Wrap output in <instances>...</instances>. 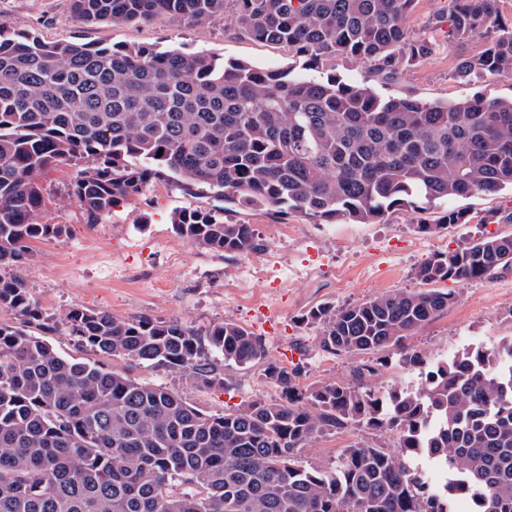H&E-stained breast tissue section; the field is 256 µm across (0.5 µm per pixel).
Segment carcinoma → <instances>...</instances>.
I'll list each match as a JSON object with an SVG mask.
<instances>
[{
  "mask_svg": "<svg viewBox=\"0 0 512 512\" xmlns=\"http://www.w3.org/2000/svg\"><path fill=\"white\" fill-rule=\"evenodd\" d=\"M415 0H74L83 22L134 23L168 14L197 26L231 12L234 33L277 44L315 76L266 70L150 46L50 42L0 24V269L19 268L29 242L62 224L42 221L38 177L75 165L68 197L91 224L157 182L201 185L224 206L173 213L181 238L248 255L263 243L226 205L301 212L315 221L372 224L394 206L512 188V98L427 102L379 94L335 73L338 59L389 79L430 46L405 21ZM500 0H450L448 37L490 39L458 63L512 78V26ZM468 223L450 209L441 224ZM512 270V236H486L420 265L426 288L383 293L304 317L320 347L376 354L351 382L303 389L301 369L267 359L265 342L225 320L121 318L73 307L62 325L102 356L224 387L225 366H264L280 389L207 414L163 384L59 354L57 330L18 275H0V512H512V338L465 347L421 386L374 391L388 364L426 366L407 340L455 301L435 284ZM366 427L396 438L356 443L328 468L303 465L325 433ZM436 464L441 482L413 465Z\"/></svg>",
  "mask_w": 512,
  "mask_h": 512,
  "instance_id": "1",
  "label": "carcinoma"
}]
</instances>
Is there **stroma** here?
I'll list each match as a JSON object with an SVG mask.
<instances>
[{
	"label": "stroma",
	"instance_id": "35a3bbf8",
	"mask_svg": "<svg viewBox=\"0 0 512 512\" xmlns=\"http://www.w3.org/2000/svg\"><path fill=\"white\" fill-rule=\"evenodd\" d=\"M0 22L47 41L206 50L263 69H283L298 62L282 46L226 32L220 19L200 27L168 15L138 24H88L74 18L71 0H0ZM408 27L416 38L428 41L432 51L405 64L396 81L378 80L368 63L350 60L337 61V74L348 82L368 83L385 96L423 101L512 96L510 78L477 72L468 80L456 79L459 59L482 53L487 38L480 34L449 42L448 0H416ZM75 174V167L67 165L41 174L47 203L44 220L64 225L65 231L57 238L32 241L31 257L18 271L46 315L57 319L79 306L104 309L121 318L179 320L198 328L230 319L264 337L269 360L300 367L299 384L304 388L352 381L353 369L366 361L360 354L334 356L322 351L319 329L302 321L311 308L420 289L414 272L432 256L464 248L489 234H512V224L486 221L492 212H512V191L506 189L450 200L449 207L468 212L470 223L431 233L420 232L418 226L439 223L442 206L422 211L403 206L374 224L346 219L319 224L297 212L282 215L235 206L225 213V220L253 225L264 244L259 256L268 277L263 291L256 294L244 286L250 257L194 244L177 255L168 252L169 245L180 241L172 228L174 211L214 204L211 190L200 186L188 190L162 181L91 224L67 196ZM442 288L455 290L457 301L410 340L429 361L445 360L470 344L490 346L512 337V271L455 286L446 282ZM101 361L105 368L130 377L165 384L209 414L224 413L259 397L280 396L259 365L225 367L224 388L208 389L191 378L127 359ZM375 439L366 430L349 428L318 438L300 449L299 457L306 465L324 468L347 446Z\"/></svg>",
	"mask_w": 512,
	"mask_h": 512
}]
</instances>
